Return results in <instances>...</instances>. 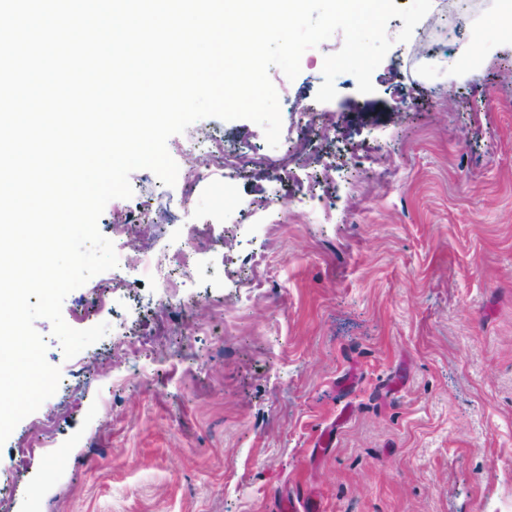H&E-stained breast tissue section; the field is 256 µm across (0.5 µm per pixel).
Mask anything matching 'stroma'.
Masks as SVG:
<instances>
[{
	"mask_svg": "<svg viewBox=\"0 0 512 512\" xmlns=\"http://www.w3.org/2000/svg\"><path fill=\"white\" fill-rule=\"evenodd\" d=\"M458 6L432 0L406 43L390 20L369 94L342 74L315 99L339 32L295 79L271 68L278 147L205 118L167 143L175 186L131 173L98 220L118 257L142 210L152 257L193 224L224 249L70 292V327L110 326L73 358L36 321L62 384L0 446V512H272L306 490L324 512H512V33L506 0H470L448 40Z\"/></svg>",
	"mask_w": 512,
	"mask_h": 512,
	"instance_id": "1",
	"label": "stroma"
}]
</instances>
